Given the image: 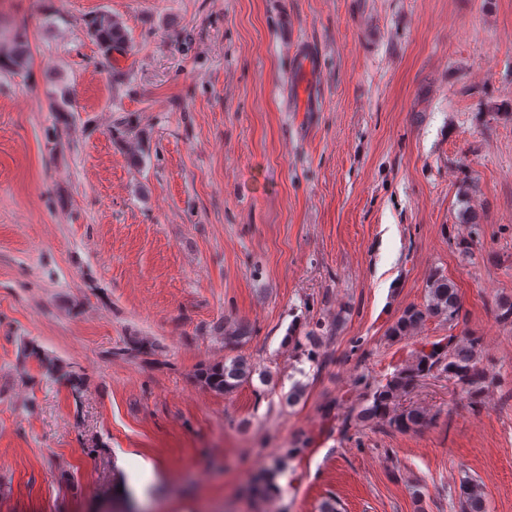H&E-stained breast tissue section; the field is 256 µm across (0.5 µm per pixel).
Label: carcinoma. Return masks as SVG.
Masks as SVG:
<instances>
[{
  "label": "carcinoma",
  "mask_w": 512,
  "mask_h": 512,
  "mask_svg": "<svg viewBox=\"0 0 512 512\" xmlns=\"http://www.w3.org/2000/svg\"><path fill=\"white\" fill-rule=\"evenodd\" d=\"M87 33L94 38L105 55L123 51L130 43V34L122 22L108 16H96L86 24ZM29 62L27 43L17 38L0 46V71L17 73L23 71ZM112 139L125 142L136 135L134 123L122 118L110 130ZM460 306L457 289L452 281L443 276L430 279L427 285V300L421 306L405 309L387 330L393 342H399L414 335L430 318H439L453 326L458 320ZM323 334L312 330L306 336H288V342L312 362L320 363L319 339ZM447 342L432 341L421 344L412 361L393 375L376 384L370 382V375L361 372L355 378V385L368 390L366 403L361 407L349 406L337 415L342 431L365 423L386 425L399 431L412 429L424 419L425 413L418 408L398 409V400L419 380L446 377L460 387L462 393L477 403L473 396L480 392L486 382V374L479 358L480 340L475 336H446ZM156 344L143 336H131L117 354L138 358L155 354ZM24 356L35 359L42 375L47 379L67 377L72 394L81 397L84 393L82 377L65 369L61 360L44 352L39 346L24 347ZM254 366L244 358L230 362L218 361L203 365L197 372V380L209 389L224 393L233 390L252 378ZM458 502L462 512H487L486 500L470 478L461 481Z\"/></svg>",
  "instance_id": "obj_1"
}]
</instances>
